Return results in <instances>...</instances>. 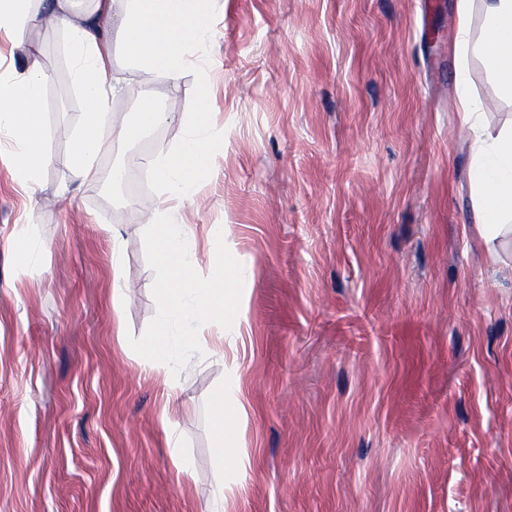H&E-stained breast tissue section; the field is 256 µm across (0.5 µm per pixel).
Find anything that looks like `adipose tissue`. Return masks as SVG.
<instances>
[{"label":"adipose tissue","instance_id":"adipose-tissue-1","mask_svg":"<svg viewBox=\"0 0 512 512\" xmlns=\"http://www.w3.org/2000/svg\"><path fill=\"white\" fill-rule=\"evenodd\" d=\"M0 0V35L28 60L20 73L0 75V135L14 144V157L27 177L47 162L43 150L42 90L51 75L38 60V51L25 39L27 26L62 29L84 97L80 133L71 165L89 183L111 182L110 170L95 165L103 148L101 131L110 120L106 91L115 89L112 42L120 40L135 64L178 79L191 60L192 49L212 42L214 0H126L115 11L113 0H93L88 13L72 9L73 0ZM472 0H457L456 57L481 54L503 97L512 99V0H484V37L473 42ZM466 73L457 76L464 120L469 124L474 161L470 180L480 191L476 231L490 262L498 246L512 239V129L487 135L481 125L482 107L465 93Z\"/></svg>","mask_w":512,"mask_h":512}]
</instances>
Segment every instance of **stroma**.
<instances>
[{"label": "stroma", "mask_w": 512, "mask_h": 512, "mask_svg": "<svg viewBox=\"0 0 512 512\" xmlns=\"http://www.w3.org/2000/svg\"><path fill=\"white\" fill-rule=\"evenodd\" d=\"M456 4L219 0L206 70L224 146L173 217L194 227L201 276L220 232L248 286L177 375L145 373L128 343L157 311L143 232L158 196L83 184L67 38L27 29L52 76L48 162L26 193L0 147V512H209L219 486L224 512H512V250L492 264L476 242L458 70L489 132L512 100L481 56H454ZM112 69L113 127L146 85L170 114L104 136L101 166L143 173L182 137L195 78L117 41Z\"/></svg>", "instance_id": "1"}]
</instances>
